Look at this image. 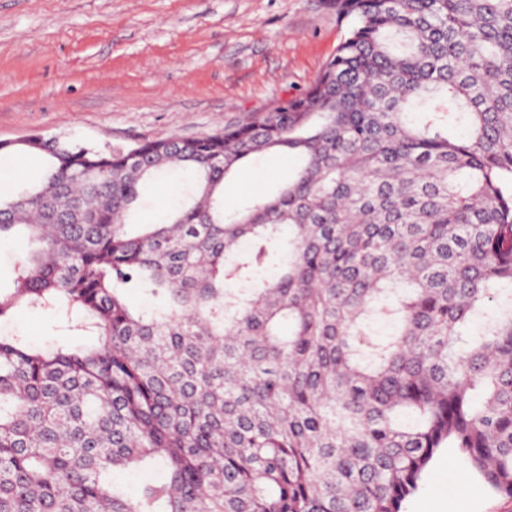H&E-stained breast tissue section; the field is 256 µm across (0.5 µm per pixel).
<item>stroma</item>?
I'll use <instances>...</instances> for the list:
<instances>
[{
  "label": "stroma",
  "mask_w": 512,
  "mask_h": 512,
  "mask_svg": "<svg viewBox=\"0 0 512 512\" xmlns=\"http://www.w3.org/2000/svg\"><path fill=\"white\" fill-rule=\"evenodd\" d=\"M344 33L329 0H0V141L209 133L306 91ZM294 163L252 157L226 178L227 205L283 180ZM0 333L43 349L84 342L37 307L0 323ZM431 501L450 512H512V499L448 447L404 510Z\"/></svg>",
  "instance_id": "stroma-1"
}]
</instances>
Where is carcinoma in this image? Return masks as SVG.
<instances>
[{
    "label": "carcinoma",
    "mask_w": 512,
    "mask_h": 512,
    "mask_svg": "<svg viewBox=\"0 0 512 512\" xmlns=\"http://www.w3.org/2000/svg\"><path fill=\"white\" fill-rule=\"evenodd\" d=\"M332 6L346 34L273 112L0 144L43 160L0 192L27 244L0 321L90 338L0 335V512H402L445 446L512 498V0ZM263 154L298 165L226 210ZM164 175L181 198L139 218ZM61 321L54 315L38 307L32 308L10 323H0V333H16L24 336L30 343L46 349L57 342H65L75 347L86 341L85 336L61 330Z\"/></svg>",
    "instance_id": "1"
}]
</instances>
